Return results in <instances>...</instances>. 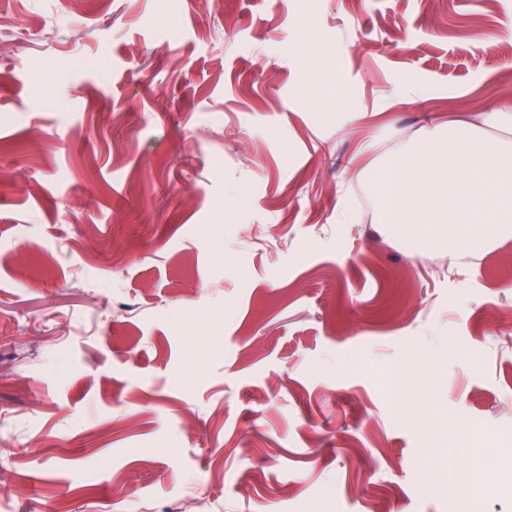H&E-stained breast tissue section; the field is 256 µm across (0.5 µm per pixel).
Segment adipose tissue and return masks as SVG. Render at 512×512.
<instances>
[{"instance_id":"1","label":"adipose tissue","mask_w":512,"mask_h":512,"mask_svg":"<svg viewBox=\"0 0 512 512\" xmlns=\"http://www.w3.org/2000/svg\"><path fill=\"white\" fill-rule=\"evenodd\" d=\"M374 180L394 231L460 254L512 232V111L427 128Z\"/></svg>"}]
</instances>
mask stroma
<instances>
[{
  "instance_id": "1",
  "label": "stroma",
  "mask_w": 512,
  "mask_h": 512,
  "mask_svg": "<svg viewBox=\"0 0 512 512\" xmlns=\"http://www.w3.org/2000/svg\"><path fill=\"white\" fill-rule=\"evenodd\" d=\"M510 101L512 0H0V512H512V235L363 204Z\"/></svg>"
}]
</instances>
